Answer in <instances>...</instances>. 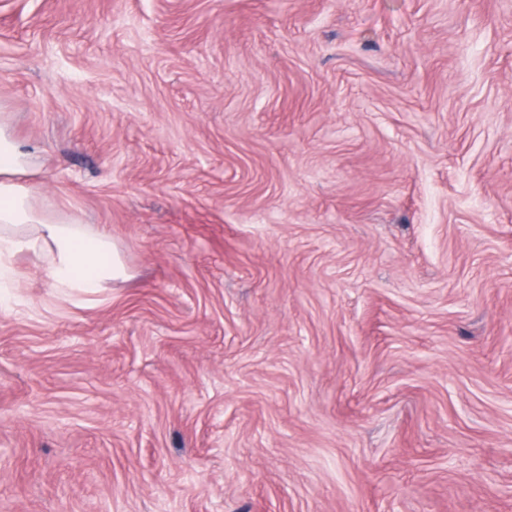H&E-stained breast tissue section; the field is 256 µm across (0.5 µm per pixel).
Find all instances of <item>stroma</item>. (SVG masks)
Returning <instances> with one entry per match:
<instances>
[{
    "instance_id": "1",
    "label": "stroma",
    "mask_w": 512,
    "mask_h": 512,
    "mask_svg": "<svg viewBox=\"0 0 512 512\" xmlns=\"http://www.w3.org/2000/svg\"><path fill=\"white\" fill-rule=\"evenodd\" d=\"M46 216L0 512H512V0H0ZM24 250L43 255L54 292L82 304L129 272L112 239L92 231L77 218L50 220L33 207L26 188L0 180V306H8V289L16 277L11 258Z\"/></svg>"
}]
</instances>
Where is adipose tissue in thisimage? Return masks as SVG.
<instances>
[{
  "mask_svg": "<svg viewBox=\"0 0 512 512\" xmlns=\"http://www.w3.org/2000/svg\"><path fill=\"white\" fill-rule=\"evenodd\" d=\"M29 163L28 152L0 135V306L12 301L11 259L25 250L44 256L51 288L77 304L112 281L127 279L128 269L108 235L77 218L50 220L34 209L28 190L11 179Z\"/></svg>",
  "mask_w": 512,
  "mask_h": 512,
  "instance_id": "1",
  "label": "adipose tissue"
}]
</instances>
